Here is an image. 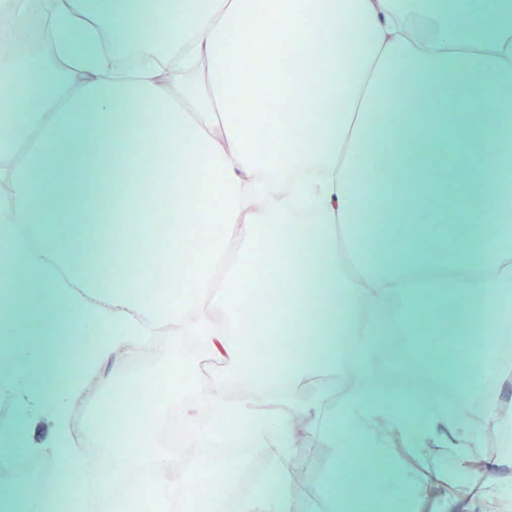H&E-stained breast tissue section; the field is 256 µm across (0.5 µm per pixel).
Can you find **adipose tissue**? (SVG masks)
Returning <instances> with one entry per match:
<instances>
[{
	"instance_id": "ef3b65f1",
	"label": "adipose tissue",
	"mask_w": 512,
	"mask_h": 512,
	"mask_svg": "<svg viewBox=\"0 0 512 512\" xmlns=\"http://www.w3.org/2000/svg\"><path fill=\"white\" fill-rule=\"evenodd\" d=\"M253 11V0H61L48 55L0 59V396L16 406L0 425V457L50 452L71 512H128L143 491L166 494L178 463L156 444L161 419L147 405L113 429L112 467L86 496L67 405L88 364L58 387L56 339L94 337L98 362L176 323L199 335L225 378L246 384L231 400L217 383L183 402L186 446L254 445L270 476L237 498L242 462L209 458L222 483L183 484L181 512L201 502L224 512L230 499L235 512H297L290 464L314 435L331 448L330 483L347 473L357 485L355 496H325L323 512H489L485 486L512 471L511 456L485 446L491 430L512 439V365L500 360L512 349V191L496 186L512 171V0H265L258 23ZM116 15L148 22L113 30L111 53L65 63L74 25L94 31ZM290 42L315 43L330 77L282 75L277 55ZM291 86L322 102L295 113L313 141L271 119L273 96ZM488 90L497 96L480 110L449 111ZM410 95L421 111H401ZM452 160L465 180L449 178ZM394 167L398 185L383 176ZM179 171L220 205L177 209L156 233ZM279 187L281 202L259 207ZM395 224L408 240H392ZM192 231L209 246L188 265ZM76 239L101 263L135 261L137 279L102 284ZM260 253L265 279L298 286L311 275L314 302L241 315L238 290ZM163 260L174 284L158 289ZM215 305L232 333L213 325ZM423 326L440 336L435 347ZM251 336L281 342L256 360ZM291 336L309 342L292 347ZM380 358L400 372L451 375L461 389L479 368L496 388L481 418L463 421L433 393L380 383ZM322 372L357 382L339 393L313 386ZM307 386L314 395L300 400ZM45 416L55 429L34 441ZM364 431L388 461L382 471L348 446ZM439 453L462 479L432 467ZM133 464L141 484L112 497Z\"/></svg>"
}]
</instances>
